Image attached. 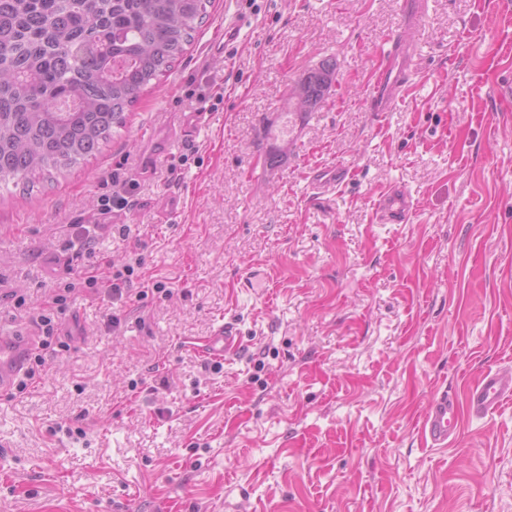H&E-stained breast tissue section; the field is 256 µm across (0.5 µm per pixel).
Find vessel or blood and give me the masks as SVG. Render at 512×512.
Returning <instances> with one entry per match:
<instances>
[{
	"label": "vessel or blood",
	"mask_w": 512,
	"mask_h": 512,
	"mask_svg": "<svg viewBox=\"0 0 512 512\" xmlns=\"http://www.w3.org/2000/svg\"><path fill=\"white\" fill-rule=\"evenodd\" d=\"M417 50L401 33H393L386 41L382 61L367 89L368 111L382 114L392 111L411 86L415 76L413 60ZM348 177L347 169L340 166H323L312 170L309 182L317 192H326L340 186ZM380 221L387 224L406 223L412 208L408 193L392 187L380 193L375 204ZM37 347L33 335L20 336L9 332L0 335V395L4 396L15 386L27 356ZM237 342L231 330L216 326L204 343L206 353L213 357L236 350ZM512 398V373L488 370L483 372L467 395L469 409L477 414L497 410L505 400ZM460 415L456 398L441 394L428 403L422 420L425 442L434 447L445 446L454 432Z\"/></svg>",
	"instance_id": "b4317fda"
}]
</instances>
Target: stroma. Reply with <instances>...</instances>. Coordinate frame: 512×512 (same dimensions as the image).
I'll use <instances>...</instances> for the list:
<instances>
[{"instance_id":"1","label":"stroma","mask_w":512,"mask_h":512,"mask_svg":"<svg viewBox=\"0 0 512 512\" xmlns=\"http://www.w3.org/2000/svg\"><path fill=\"white\" fill-rule=\"evenodd\" d=\"M209 13L96 156L0 191V325L34 332L92 264L70 249L84 235L115 267L142 261L132 296L69 295L64 349L0 396V512H512V402L464 415L447 447L420 436L434 396L512 371V0H430L417 78L381 117L365 91L402 0ZM328 57V98L286 113ZM200 110L209 125L171 139ZM284 113L288 154L268 171ZM336 164L349 178L315 197L307 174ZM395 185L415 208L378 223ZM124 190L135 207L101 215ZM252 270L265 282L240 287ZM220 322L239 345L217 364L201 346Z\"/></svg>"}]
</instances>
